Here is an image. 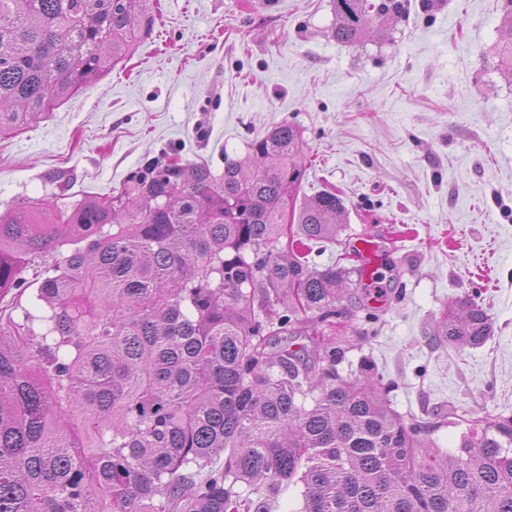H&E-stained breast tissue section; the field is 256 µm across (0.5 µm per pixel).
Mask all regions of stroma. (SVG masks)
I'll return each instance as SVG.
<instances>
[{
	"instance_id": "1",
	"label": "stroma",
	"mask_w": 512,
	"mask_h": 512,
	"mask_svg": "<svg viewBox=\"0 0 512 512\" xmlns=\"http://www.w3.org/2000/svg\"><path fill=\"white\" fill-rule=\"evenodd\" d=\"M149 35L99 82L0 137V212L118 192L152 157L224 168L282 121L302 132L307 200L329 189L344 226L310 257L360 266L376 245L385 296L367 356L394 409L512 414V74L494 51L501 0H407L401 18L336 43L332 0H147ZM482 293H473L477 280ZM474 296L494 334L437 344L446 306Z\"/></svg>"
}]
</instances>
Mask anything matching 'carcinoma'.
<instances>
[{
    "label": "carcinoma",
    "mask_w": 512,
    "mask_h": 512,
    "mask_svg": "<svg viewBox=\"0 0 512 512\" xmlns=\"http://www.w3.org/2000/svg\"><path fill=\"white\" fill-rule=\"evenodd\" d=\"M496 55L512 71V0ZM355 44L404 0H332ZM151 29L146 0H0V136L101 80ZM301 131L274 126L217 175L158 157L112 195L0 213V303L44 267L45 314L0 307V512H261L301 485V512H512V416L471 421L450 452L392 407L394 385L337 306L355 267L308 264L341 228L331 190L297 204ZM69 247L63 251V247ZM345 319L348 335H336ZM493 335L471 297L441 344Z\"/></svg>",
    "instance_id": "cac0c4a2"
}]
</instances>
